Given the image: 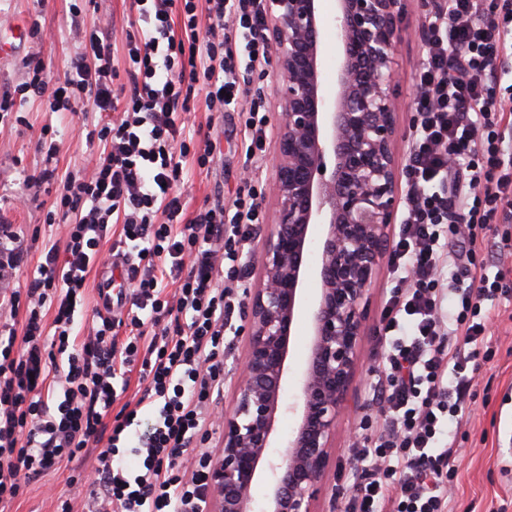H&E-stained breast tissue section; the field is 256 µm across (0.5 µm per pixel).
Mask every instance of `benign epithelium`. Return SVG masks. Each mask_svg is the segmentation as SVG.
Listing matches in <instances>:
<instances>
[{
    "mask_svg": "<svg viewBox=\"0 0 512 512\" xmlns=\"http://www.w3.org/2000/svg\"><path fill=\"white\" fill-rule=\"evenodd\" d=\"M264 36L274 50L276 153L270 228L261 270L244 303L247 347L236 401L220 418L224 448L211 473V512H314L324 490L338 419L355 409L367 293L396 223L399 176L393 54L401 0H265ZM336 35L338 53L323 39ZM332 68L336 95L324 92ZM315 264L308 263L309 256ZM319 293L303 309V279ZM307 328L294 400L284 398L291 339ZM294 417L285 451L270 460L278 425ZM269 472L262 500L259 472Z\"/></svg>",
    "mask_w": 512,
    "mask_h": 512,
    "instance_id": "benign-epithelium-1",
    "label": "benign epithelium"
}]
</instances>
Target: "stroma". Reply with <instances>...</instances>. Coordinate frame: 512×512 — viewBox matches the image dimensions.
Returning <instances> with one entry per match:
<instances>
[{
  "instance_id": "35a3bbf8",
  "label": "stroma",
  "mask_w": 512,
  "mask_h": 512,
  "mask_svg": "<svg viewBox=\"0 0 512 512\" xmlns=\"http://www.w3.org/2000/svg\"><path fill=\"white\" fill-rule=\"evenodd\" d=\"M402 3L404 18L394 57L400 110L399 134L393 151L400 166L405 163L413 132L414 77L427 52L421 22L433 10L434 0ZM70 4L71 0H49L42 9L36 0H0V45L6 50L5 57L0 58V92L25 78L21 60L31 45L30 26L35 21L53 32V41L44 46V56L54 76L64 75L80 51L70 31ZM23 115L24 124L0 130V222L13 225L34 241L16 273L20 282L35 268L42 245L49 238L44 218L52 196L42 192L34 204L19 209L13 205L15 196L28 194L25 178L42 160L36 150L42 127L49 124L57 132L58 175L74 174L91 166L100 152L98 145L86 144L72 133L67 114L44 111L40 103L32 101L25 106ZM185 121L200 126L209 135L216 145V154L209 172H194L188 181L175 188V195L190 210L207 201L231 203L237 193L246 191L250 185L249 176L243 172L247 135L242 117L234 112L212 116L200 108L186 113ZM395 286L387 268H379L368 293L367 328L361 343L365 364L354 384L356 401L364 410L345 416L336 427L324 477L325 490L315 503V512H343L345 490L363 474L362 469L353 466L349 450L365 435L360 427L362 416L375 413L369 389L370 360L384 355L388 348L382 315ZM491 331L496 353L490 360H478L471 418L456 433L457 477L450 490L453 512H512V307L495 309ZM77 471V462L62 463L49 475L32 482L6 512H57V500L61 497L71 500L75 512H85L89 488L76 481Z\"/></svg>"
}]
</instances>
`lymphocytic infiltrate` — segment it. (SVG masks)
Returning a JSON list of instances; mask_svg holds the SVG:
<instances>
[{
    "instance_id": "1",
    "label": "lymphocytic infiltrate",
    "mask_w": 512,
    "mask_h": 512,
    "mask_svg": "<svg viewBox=\"0 0 512 512\" xmlns=\"http://www.w3.org/2000/svg\"><path fill=\"white\" fill-rule=\"evenodd\" d=\"M96 4L71 6L82 51L63 77L35 23L26 78L0 94V125L23 123L33 99L73 117L98 113L78 134L102 147L91 168L62 177L54 129L42 127V164L27 181L54 189L44 222L63 242L44 246L24 286L15 277L31 245L0 225V512L65 461L78 462L92 512H207L213 452L182 458L223 393L239 277L265 213L254 185L231 214L220 203L187 211L173 190L213 160L210 139L182 119L200 105L242 114L244 167L258 169L267 109L240 73L269 57L264 0H132L139 26L125 35L122 69L110 22H79ZM427 41L389 257L400 288L370 385L384 422L352 451L365 475L344 512H450L453 431L469 418L476 360L492 354L491 310L512 299V270L485 255L512 223V85L496 93L493 68L512 57V0L490 10L440 0ZM116 259L127 289L115 309L79 319L89 271Z\"/></svg>"
}]
</instances>
